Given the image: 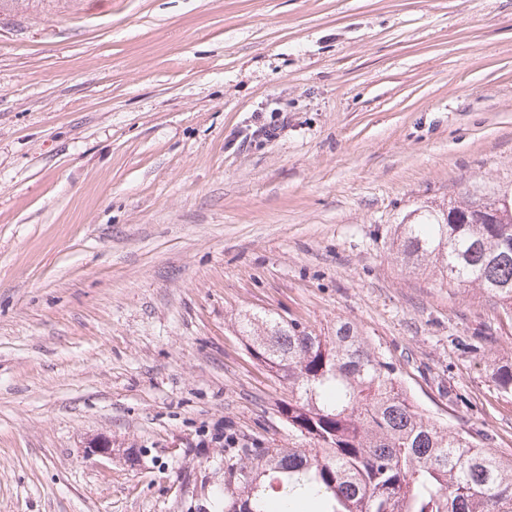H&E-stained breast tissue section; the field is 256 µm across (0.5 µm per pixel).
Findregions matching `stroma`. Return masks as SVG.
Returning <instances> with one entry per match:
<instances>
[{"label":"stroma","mask_w":512,"mask_h":512,"mask_svg":"<svg viewBox=\"0 0 512 512\" xmlns=\"http://www.w3.org/2000/svg\"><path fill=\"white\" fill-rule=\"evenodd\" d=\"M493 195L512 0H7L0 512H200L223 478L202 431L287 447L252 312L353 324L432 421L512 456L485 371L512 325L392 244Z\"/></svg>","instance_id":"35a3bbf8"}]
</instances>
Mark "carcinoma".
Here are the masks:
<instances>
[{
  "instance_id": "1",
  "label": "carcinoma",
  "mask_w": 512,
  "mask_h": 512,
  "mask_svg": "<svg viewBox=\"0 0 512 512\" xmlns=\"http://www.w3.org/2000/svg\"><path fill=\"white\" fill-rule=\"evenodd\" d=\"M496 198L397 225V258L428 270L448 290L477 288L512 323V223L484 224ZM249 350L288 383L281 407L295 442L252 443L224 459L217 512H281L302 492L312 512H512V457L487 447L479 430L425 416L392 363L344 322L321 336L295 319L244 314ZM489 378L512 396V364L492 362Z\"/></svg>"
}]
</instances>
